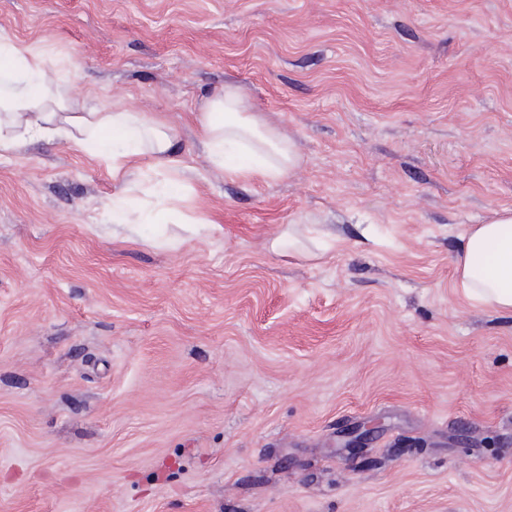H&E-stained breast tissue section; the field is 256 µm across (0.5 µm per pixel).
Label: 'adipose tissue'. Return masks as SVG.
Returning <instances> with one entry per match:
<instances>
[{
  "instance_id": "obj_1",
  "label": "adipose tissue",
  "mask_w": 512,
  "mask_h": 512,
  "mask_svg": "<svg viewBox=\"0 0 512 512\" xmlns=\"http://www.w3.org/2000/svg\"><path fill=\"white\" fill-rule=\"evenodd\" d=\"M212 166L236 179H276L291 174L302 157L294 139L246 109L239 87L226 85L208 97L196 114ZM59 140L82 148L125 178L143 158L172 172L163 202L146 216L135 215L120 196L104 203L118 225L166 223L179 199L180 170L167 125L146 113L90 104L73 91L64 63L52 62L37 48L0 35V156L29 141ZM465 296L512 313V208L495 210L485 223L461 237L454 259Z\"/></svg>"
}]
</instances>
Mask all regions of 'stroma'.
Returning a JSON list of instances; mask_svg holds the SVG:
<instances>
[{"mask_svg": "<svg viewBox=\"0 0 512 512\" xmlns=\"http://www.w3.org/2000/svg\"><path fill=\"white\" fill-rule=\"evenodd\" d=\"M1 33L168 120L201 221L112 224L148 158L0 157V512H512V314L453 268L512 208V0H0ZM227 84L292 174L210 165Z\"/></svg>", "mask_w": 512, "mask_h": 512, "instance_id": "35a3bbf8", "label": "stroma"}]
</instances>
